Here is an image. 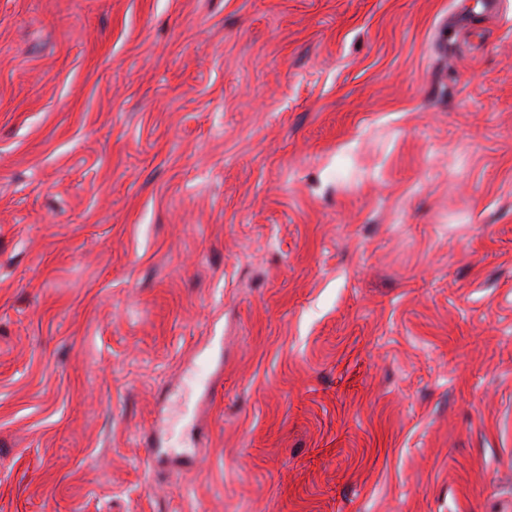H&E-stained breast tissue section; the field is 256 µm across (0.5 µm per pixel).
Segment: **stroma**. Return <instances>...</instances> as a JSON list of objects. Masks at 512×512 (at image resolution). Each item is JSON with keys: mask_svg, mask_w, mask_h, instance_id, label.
<instances>
[{"mask_svg": "<svg viewBox=\"0 0 512 512\" xmlns=\"http://www.w3.org/2000/svg\"><path fill=\"white\" fill-rule=\"evenodd\" d=\"M0 512H512V0H0Z\"/></svg>", "mask_w": 512, "mask_h": 512, "instance_id": "stroma-1", "label": "stroma"}]
</instances>
